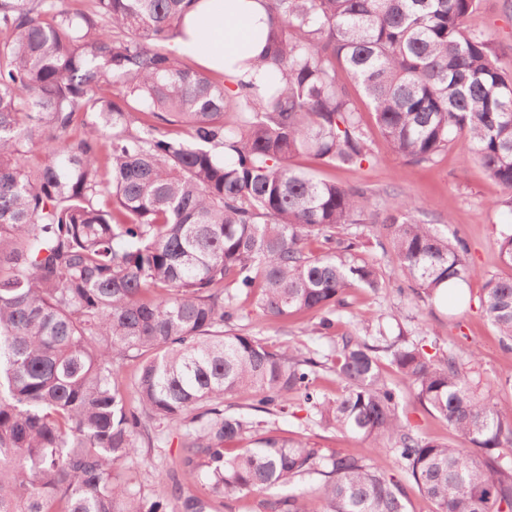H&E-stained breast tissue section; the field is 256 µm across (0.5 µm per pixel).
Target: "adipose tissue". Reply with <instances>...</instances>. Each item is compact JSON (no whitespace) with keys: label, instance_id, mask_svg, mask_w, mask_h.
Returning a JSON list of instances; mask_svg holds the SVG:
<instances>
[{"label":"adipose tissue","instance_id":"1","mask_svg":"<svg viewBox=\"0 0 512 512\" xmlns=\"http://www.w3.org/2000/svg\"><path fill=\"white\" fill-rule=\"evenodd\" d=\"M177 54L199 59L231 78L261 83L267 77L254 62L265 50L267 15L259 0H197L183 19Z\"/></svg>","mask_w":512,"mask_h":512}]
</instances>
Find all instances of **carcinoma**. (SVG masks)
I'll list each match as a JSON object with an SVG mask.
<instances>
[{
  "mask_svg": "<svg viewBox=\"0 0 512 512\" xmlns=\"http://www.w3.org/2000/svg\"><path fill=\"white\" fill-rule=\"evenodd\" d=\"M193 2L0 0V512H206L187 481L253 512H409V483L434 512H512V416L457 355L379 323L326 354L236 324L251 299L274 323L318 313L329 336L352 289L431 300L475 274L411 199L369 226L364 191L294 159L373 161L357 94L409 163L463 140L512 210V77L467 26L480 0H265L271 80L232 88L170 48ZM367 226L403 280L364 255ZM498 247L512 269V229ZM481 309L511 343L512 274L486 279ZM382 352L468 447L403 416ZM291 396L369 455L280 434ZM154 423L191 428L148 500L119 467Z\"/></svg>",
  "mask_w": 512,
  "mask_h": 512,
  "instance_id": "1",
  "label": "carcinoma"
}]
</instances>
